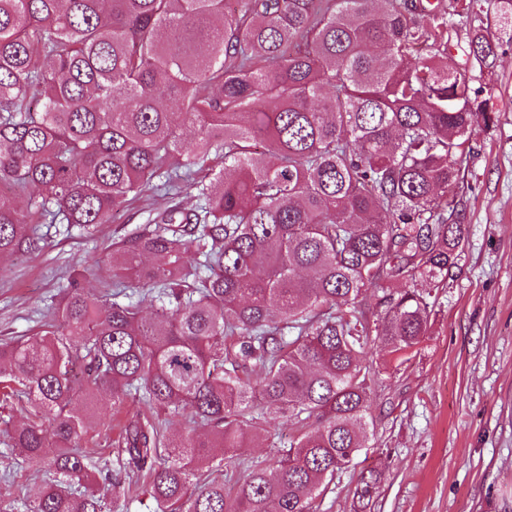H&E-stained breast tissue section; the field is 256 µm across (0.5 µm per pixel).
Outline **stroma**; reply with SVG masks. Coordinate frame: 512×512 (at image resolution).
<instances>
[{
  "label": "stroma",
  "mask_w": 512,
  "mask_h": 512,
  "mask_svg": "<svg viewBox=\"0 0 512 512\" xmlns=\"http://www.w3.org/2000/svg\"><path fill=\"white\" fill-rule=\"evenodd\" d=\"M468 4L458 0L448 16V51L465 65L476 31L494 41L493 67L466 74L496 121L473 123L458 160V266L436 289L429 334L409 362L367 355L370 446L319 497L318 512H512V28ZM168 203L145 194L90 237L49 226L39 249L0 269V344L39 332L72 268H84L88 291L111 288L113 240ZM368 471L380 490L362 510L356 488Z\"/></svg>",
  "instance_id": "stroma-1"
}]
</instances>
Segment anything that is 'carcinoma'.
<instances>
[{
  "label": "carcinoma",
  "mask_w": 512,
  "mask_h": 512,
  "mask_svg": "<svg viewBox=\"0 0 512 512\" xmlns=\"http://www.w3.org/2000/svg\"><path fill=\"white\" fill-rule=\"evenodd\" d=\"M469 56L489 67L495 44L478 32ZM477 117L495 119L448 56L443 0H0V260L39 224L91 233L146 189L209 178L202 205L112 244L125 300L75 270L58 319L0 345V404L28 414L8 445L46 466L28 512H109L106 492L141 487L154 512H313L365 448L370 346L404 363L428 334ZM107 396L152 409L123 424L117 470L78 447ZM254 408L297 435L229 499L213 462L270 440L244 426ZM170 410L204 432L167 434ZM377 493L360 478L362 506Z\"/></svg>",
  "instance_id": "carcinoma-1"
}]
</instances>
